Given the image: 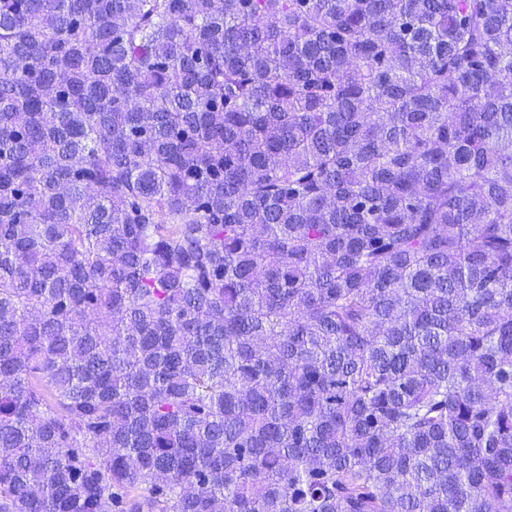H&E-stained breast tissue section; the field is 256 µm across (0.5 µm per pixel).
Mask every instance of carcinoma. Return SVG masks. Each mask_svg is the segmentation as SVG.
<instances>
[{
	"label": "carcinoma",
	"mask_w": 512,
	"mask_h": 512,
	"mask_svg": "<svg viewBox=\"0 0 512 512\" xmlns=\"http://www.w3.org/2000/svg\"><path fill=\"white\" fill-rule=\"evenodd\" d=\"M0 512H512V0H0Z\"/></svg>",
	"instance_id": "1"
}]
</instances>
